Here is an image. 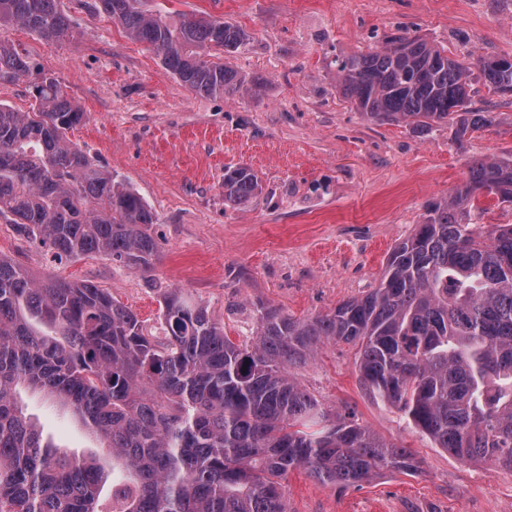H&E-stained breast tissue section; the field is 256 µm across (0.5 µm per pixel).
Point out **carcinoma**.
I'll list each match as a JSON object with an SVG mask.
<instances>
[{
    "label": "carcinoma",
    "mask_w": 512,
    "mask_h": 512,
    "mask_svg": "<svg viewBox=\"0 0 512 512\" xmlns=\"http://www.w3.org/2000/svg\"><path fill=\"white\" fill-rule=\"evenodd\" d=\"M192 90L230 95L260 83L217 60L245 33L213 18L167 16L146 0H97ZM71 33L58 0H0V27ZM336 84L371 121L487 127L471 107L473 78L512 88V65L465 63L417 37L388 36L376 52L338 57ZM32 69L0 39V84ZM34 104L0 102V215L55 254H101L151 270L155 216L130 185L67 141L85 112L58 79ZM484 190L512 203V160L487 157L430 204L393 249L366 295L297 320L254 304L256 340L235 342L180 290L164 292L148 329L91 283L34 282L0 255V512H288L282 481L302 468L322 486L360 488L383 472L413 475L411 449L332 414L295 369L328 344L357 347L362 384L464 461L512 470V224L483 228L471 211ZM261 193L248 167L224 174V201ZM21 387L68 404L112 457H70L44 440L17 400Z\"/></svg>",
    "instance_id": "obj_1"
}]
</instances>
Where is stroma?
Here are the masks:
<instances>
[{
	"label": "stroma",
	"mask_w": 512,
	"mask_h": 512,
	"mask_svg": "<svg viewBox=\"0 0 512 512\" xmlns=\"http://www.w3.org/2000/svg\"><path fill=\"white\" fill-rule=\"evenodd\" d=\"M92 2L60 0L72 30L61 41L0 29L33 64L25 78L0 85V102L29 111L34 83L55 76L85 114L70 142L143 197L156 216L158 256L148 272L99 254L58 256L1 216L0 255L37 281L107 289L146 327L156 326L171 288L239 342L252 337L257 301L309 319L362 297L471 163L512 158V94L474 83L473 107L498 120L458 140L444 125L422 132L367 120L341 95L334 66L336 57L381 50L391 34L422 37L463 61L512 57V0H149L148 9L211 16L245 32L224 61L261 86L231 96L190 89ZM242 165L263 191L233 207L224 202V171ZM297 375L327 410L352 411L379 437L411 448L420 469L359 489L325 487L294 470L284 482L288 512H512V471L434 447L362 385L354 347L327 346ZM20 401L59 451L110 463L69 408L34 389Z\"/></svg>",
	"instance_id": "obj_1"
}]
</instances>
